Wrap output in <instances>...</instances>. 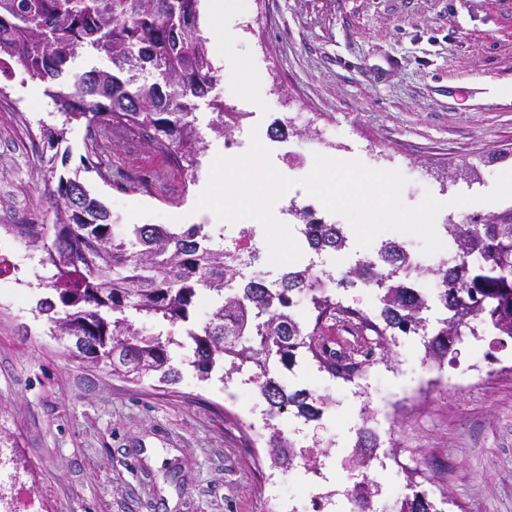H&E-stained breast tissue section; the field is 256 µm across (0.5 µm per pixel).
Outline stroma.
Listing matches in <instances>:
<instances>
[{
  "mask_svg": "<svg viewBox=\"0 0 512 512\" xmlns=\"http://www.w3.org/2000/svg\"><path fill=\"white\" fill-rule=\"evenodd\" d=\"M222 77L212 101H244L277 154V124L287 123L304 156L360 161L404 177L406 206L432 195L448 222L512 207L489 200L498 176L512 171V0H245L208 40ZM0 224H51L42 142L27 130L65 125L58 173L78 180L111 214L112 233L130 225L175 227L198 221L196 183L131 134L102 138L101 168L88 167L84 123H64L45 85L21 66L0 80ZM470 204L451 208L448 199ZM404 241L423 283L447 251L425 254ZM40 245L0 234V473L11 476L21 507L37 512H314L312 467L332 465V483L361 478L360 429L393 439L391 456L372 471L395 512L405 496H448L447 512H512V340L466 337L456 359L429 365L418 336L400 335L389 358H375L360 383L320 370L311 357L293 369L273 364L287 389L323 399L319 420L294 427L287 411L264 422L257 384L240 375L201 380L182 367L177 383L130 382L103 363L69 356L34 311L48 275ZM254 421L252 447L238 424ZM279 430L300 455L288 469L257 465Z\"/></svg>",
  "mask_w": 512,
  "mask_h": 512,
  "instance_id": "35a3bbf8",
  "label": "stroma"
}]
</instances>
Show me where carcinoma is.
Masks as SVG:
<instances>
[{"mask_svg":"<svg viewBox=\"0 0 512 512\" xmlns=\"http://www.w3.org/2000/svg\"><path fill=\"white\" fill-rule=\"evenodd\" d=\"M196 10L197 0H0V73L9 76L11 63L21 65L46 83L45 93L64 116L62 127L40 125L39 134L53 150L65 140V125L85 122L89 132L86 159L99 151L95 130L112 126L135 128L154 151L172 159L180 170L200 167L202 138L195 125L198 101L217 83L219 75L209 58L206 38L192 25L178 41L183 2ZM106 56L112 69L92 68L77 76L75 91L63 90L62 80L79 53ZM212 133L229 137L239 127L243 112H226L216 105ZM78 181L59 177L49 190L55 211L54 242L64 251L47 249L42 264L55 272L45 288L56 299L42 298L38 311L48 315L50 331L66 320L73 335L82 337L84 354L109 348L141 362L143 369L119 360L112 374L131 381L154 375L164 384L180 377L170 347L186 349L181 365L208 379L215 366L229 363L225 377L245 369L253 371L268 404L270 418L289 407L309 420H318V400L303 390L290 392L271 376V363L289 369L296 355L305 352L320 367L344 380L359 368L352 355L336 356L321 343L320 328L331 316L352 325L358 335L373 333L369 345L391 351L392 331L419 334L429 305L409 284L411 264L402 247L386 241L392 262L377 263L374 279L381 304L382 323L344 307L313 282L304 270L288 271L266 283L253 277L241 288L243 261L253 265L260 253L245 255L227 250L207 224H185L171 229L158 224H135L130 238L112 235V219L104 205L84 192V207H72L68 196ZM305 225L308 245L317 251H339L348 238L336 224L319 223L309 210ZM487 216L468 217L448 225L455 254L432 270L443 285L435 304L446 311L441 327L424 337L425 357L441 365L456 340L468 332L512 339V220L488 223ZM0 228L35 244L43 237V224H2ZM213 300V310L201 326L189 323L190 309L199 293ZM311 293L317 311L314 325L291 313L292 294ZM157 322L184 323L183 339L161 332L145 335L134 317ZM478 320L482 330L472 325ZM269 444L274 466L286 468L296 452L273 431ZM398 512H445L417 492L401 502Z\"/></svg>","mask_w":512,"mask_h":512,"instance_id":"cac0c4a2","label":"carcinoma"}]
</instances>
